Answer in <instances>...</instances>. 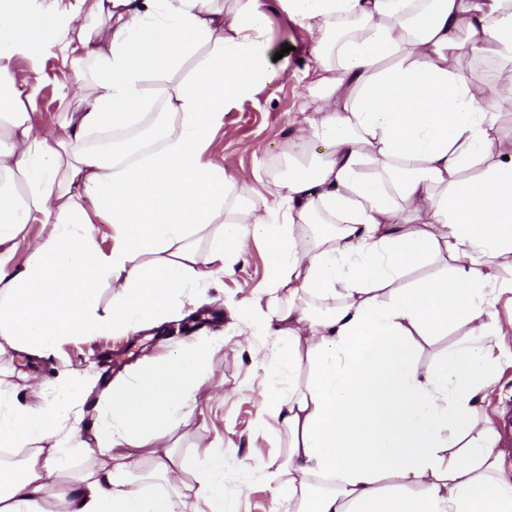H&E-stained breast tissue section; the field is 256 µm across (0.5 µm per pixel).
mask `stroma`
Wrapping results in <instances>:
<instances>
[{"mask_svg":"<svg viewBox=\"0 0 512 512\" xmlns=\"http://www.w3.org/2000/svg\"><path fill=\"white\" fill-rule=\"evenodd\" d=\"M309 31L299 24L278 20L271 35L270 53L282 54L287 68L282 79L255 97L229 107L224 124L208 151L213 162L224 165L239 182L251 184L260 163L274 160L295 127L298 107L308 93L305 70L309 63ZM39 93L31 120L38 130L52 128L63 113L74 110L88 86L76 83L72 71L48 59L38 77ZM267 274L266 250L250 243L232 273L210 281L203 290L209 324L197 336L219 337L224 344L208 362L209 386L193 405L189 422L174 442L187 454L218 453L224 457V494L235 500L238 512H287L284 499L276 497L266 481L249 465L280 455L286 438L276 422L266 428L254 424L267 393L264 373L256 368L238 336L243 323L237 307L252 290L263 287ZM185 332L162 336L143 330L132 336L110 334L92 340H67L47 358L12 352L0 357V378L17 382L21 402L31 399L30 386L43 391V404H50L57 390L69 379H78V420L68 421L65 432H78L92 441L100 412L101 395L116 378L129 375L144 358L167 353L188 340Z\"/></svg>","mask_w":512,"mask_h":512,"instance_id":"stroma-1","label":"stroma"}]
</instances>
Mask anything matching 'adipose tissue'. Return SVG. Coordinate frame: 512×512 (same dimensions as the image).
<instances>
[{
  "label": "adipose tissue",
  "mask_w": 512,
  "mask_h": 512,
  "mask_svg": "<svg viewBox=\"0 0 512 512\" xmlns=\"http://www.w3.org/2000/svg\"><path fill=\"white\" fill-rule=\"evenodd\" d=\"M282 16L315 34L309 94L266 179L242 185L207 152L225 109L282 77L267 58ZM48 56L89 64L93 89L39 134L25 102ZM484 57L497 85L465 74ZM500 85L512 0H0V354L161 325L252 239L267 278L238 315L246 343L272 341L255 361L270 386L257 425L287 437L277 465L253 470L288 512H512V464L481 410L512 332L496 311L512 304ZM157 103L163 131L132 146ZM35 223L54 230L15 262ZM221 344L143 359L105 394L90 443L61 432L73 390L24 404L0 378V447L28 451L0 465V512H236L223 455L171 444ZM90 452L98 463L73 471Z\"/></svg>",
  "instance_id": "obj_1"
}]
</instances>
